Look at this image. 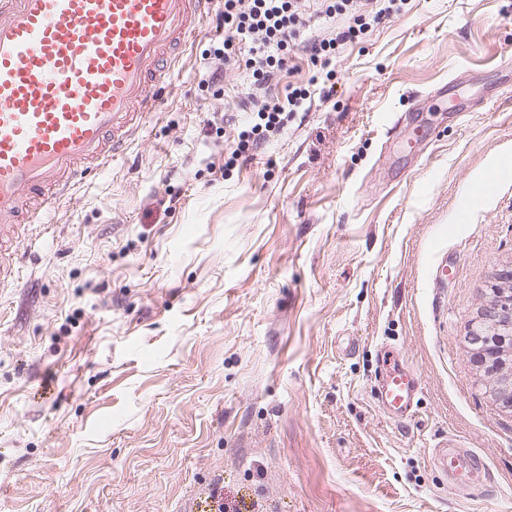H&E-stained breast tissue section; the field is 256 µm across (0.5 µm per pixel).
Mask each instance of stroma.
<instances>
[{"label":"stroma","instance_id":"stroma-1","mask_svg":"<svg viewBox=\"0 0 512 512\" xmlns=\"http://www.w3.org/2000/svg\"><path fill=\"white\" fill-rule=\"evenodd\" d=\"M213 17L0 288V512H512V414L468 344L512 265V0H396L243 164L252 79L202 87ZM384 346L422 379L404 420ZM434 461L441 464L445 471L448 470L453 477L462 478L472 475L475 470L481 467V461L474 456L467 454L459 448H438ZM458 464V465H457Z\"/></svg>","mask_w":512,"mask_h":512}]
</instances>
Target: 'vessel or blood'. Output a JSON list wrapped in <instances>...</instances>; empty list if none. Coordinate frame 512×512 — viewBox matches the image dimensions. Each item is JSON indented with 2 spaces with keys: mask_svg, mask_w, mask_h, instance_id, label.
I'll use <instances>...</instances> for the list:
<instances>
[{
  "mask_svg": "<svg viewBox=\"0 0 512 512\" xmlns=\"http://www.w3.org/2000/svg\"><path fill=\"white\" fill-rule=\"evenodd\" d=\"M207 0H0V226L26 192H61L79 161L104 169L122 147L129 115L156 110L170 67L164 57L195 27ZM418 374L381 353L377 400L411 412ZM435 461L456 478L481 466L460 449Z\"/></svg>",
  "mask_w": 512,
  "mask_h": 512,
  "instance_id": "b4317fda",
  "label": "vessel or blood"
}]
</instances>
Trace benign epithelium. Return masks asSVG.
Instances as JSON below:
<instances>
[{
  "instance_id": "7a95c632",
  "label": "benign epithelium",
  "mask_w": 512,
  "mask_h": 512,
  "mask_svg": "<svg viewBox=\"0 0 512 512\" xmlns=\"http://www.w3.org/2000/svg\"><path fill=\"white\" fill-rule=\"evenodd\" d=\"M478 324L482 338L473 343L474 356L495 381V399L512 412V299L507 292L484 305Z\"/></svg>"
}]
</instances>
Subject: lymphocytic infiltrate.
Returning <instances> with one entry per match:
<instances>
[{
  "label": "lymphocytic infiltrate",
  "mask_w": 512,
  "mask_h": 512,
  "mask_svg": "<svg viewBox=\"0 0 512 512\" xmlns=\"http://www.w3.org/2000/svg\"><path fill=\"white\" fill-rule=\"evenodd\" d=\"M325 2V20L343 14L349 16L350 23L331 37L316 40L305 35L309 20L300 11L298 0H224L214 18L215 31L221 36L215 54L224 65L208 73L207 85L223 88L225 70L241 67L250 71L256 84H265L273 69L284 68L290 52L297 48L308 52L310 61L321 70H329L337 46L358 40L368 27L367 17L378 20L388 11L386 0ZM304 101L305 92L297 86L289 87L283 97L251 99L259 121L239 134L233 158L251 159L259 144L283 130L287 114L299 111Z\"/></svg>",
  "instance_id": "1"
}]
</instances>
